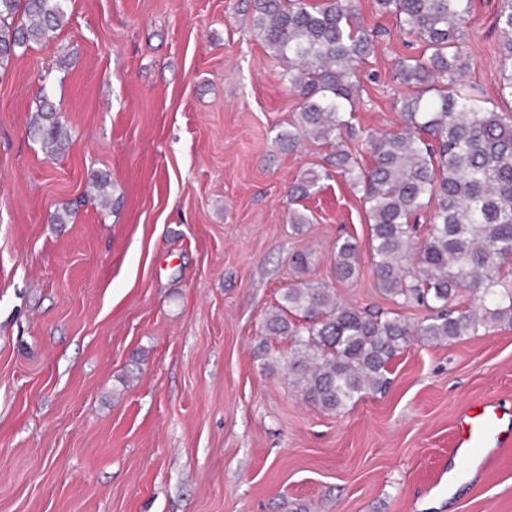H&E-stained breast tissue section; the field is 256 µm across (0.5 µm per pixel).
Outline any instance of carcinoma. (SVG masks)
Here are the masks:
<instances>
[{
  "label": "carcinoma",
  "mask_w": 512,
  "mask_h": 512,
  "mask_svg": "<svg viewBox=\"0 0 512 512\" xmlns=\"http://www.w3.org/2000/svg\"><path fill=\"white\" fill-rule=\"evenodd\" d=\"M500 4L498 95L512 100V0ZM376 5L421 51L396 64V80L410 89L396 100L398 128L361 135L351 123L358 67L375 41L358 21L355 0L251 3L256 36L287 64L284 77L300 99L278 140L290 151L310 138L331 146L327 162L335 172L308 169L289 190L290 201L311 196L334 174L360 188L375 288L428 311L411 325L396 312L346 305L322 282L301 280L283 290L263 331L288 339V349L274 356L263 341L257 357L332 412L382 391L391 361L415 336L450 343L512 326V113L485 107L464 79L463 25L472 0ZM66 7L67 0H0V69L16 49L55 38ZM30 129L48 156L61 152L62 126L48 98ZM345 137L360 139L369 165L344 148ZM359 258L354 237L336 241L339 278L354 277Z\"/></svg>",
  "instance_id": "cac0c4a2"
}]
</instances>
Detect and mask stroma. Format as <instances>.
I'll list each match as a JSON object with an SVG mask.
<instances>
[{"label":"stroma","instance_id":"obj_1","mask_svg":"<svg viewBox=\"0 0 512 512\" xmlns=\"http://www.w3.org/2000/svg\"><path fill=\"white\" fill-rule=\"evenodd\" d=\"M500 0H472L467 79L496 87ZM361 68L357 130H393L411 48L395 18ZM49 42L0 72V512H512V447L435 485L464 410L512 408V327L415 340L384 393L339 412L255 356L299 276L353 307L396 308L369 254L337 279L336 240L367 244L360 188L326 180L293 231L287 191L329 146L279 144L300 104L256 37L250 0H69ZM63 152L28 134L41 95ZM108 177L106 201L92 186ZM73 214L51 223L63 207ZM311 254L305 274L292 260Z\"/></svg>","mask_w":512,"mask_h":512}]
</instances>
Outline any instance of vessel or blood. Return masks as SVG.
Returning <instances> with one entry per match:
<instances>
[{"label":"vessel or blood","instance_id":"vessel-or-blood-1","mask_svg":"<svg viewBox=\"0 0 512 512\" xmlns=\"http://www.w3.org/2000/svg\"><path fill=\"white\" fill-rule=\"evenodd\" d=\"M499 416L494 403L487 402L470 408L458 421L455 432L456 446L452 451V471L462 477L475 463L489 464L492 453L488 443L494 437Z\"/></svg>","mask_w":512,"mask_h":512}]
</instances>
